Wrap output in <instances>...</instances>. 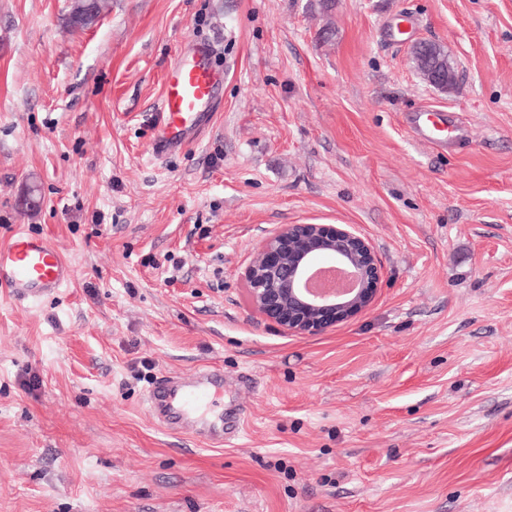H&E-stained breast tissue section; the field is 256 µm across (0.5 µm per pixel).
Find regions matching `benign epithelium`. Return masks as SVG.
<instances>
[{"label":"benign epithelium","instance_id":"1","mask_svg":"<svg viewBox=\"0 0 512 512\" xmlns=\"http://www.w3.org/2000/svg\"><path fill=\"white\" fill-rule=\"evenodd\" d=\"M322 256L351 273V288L334 294L305 288ZM242 278L256 313L289 334L316 335L370 306L382 267L367 239L348 226L284 224L254 251Z\"/></svg>","mask_w":512,"mask_h":512}]
</instances>
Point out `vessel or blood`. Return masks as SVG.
Returning <instances> with one entry per match:
<instances>
[{"instance_id": "b4317fda", "label": "vessel or blood", "mask_w": 512, "mask_h": 512, "mask_svg": "<svg viewBox=\"0 0 512 512\" xmlns=\"http://www.w3.org/2000/svg\"><path fill=\"white\" fill-rule=\"evenodd\" d=\"M219 78L203 54L178 58L167 70L156 113V154L175 152L194 141L209 124L206 108L216 95ZM452 120L440 110L406 115L405 126L415 138L438 140ZM75 271L45 238L18 229L8 244L0 246V287L14 298L37 303L56 293L74 277ZM224 379L214 369L163 376L147 398L149 413L166 426L183 432L223 436V420L208 419L205 410Z\"/></svg>"}]
</instances>
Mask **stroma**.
Wrapping results in <instances>:
<instances>
[{
	"label": "stroma",
	"instance_id": "35a3bbf8",
	"mask_svg": "<svg viewBox=\"0 0 512 512\" xmlns=\"http://www.w3.org/2000/svg\"><path fill=\"white\" fill-rule=\"evenodd\" d=\"M71 4L0 0V245L75 270L0 288V512H512V0H108L82 30ZM190 43L220 100L158 157ZM439 108L460 144L405 128ZM282 224L365 236L370 307L315 336L258 315L241 272ZM201 368L220 446L145 407ZM411 57L417 72L433 86L430 76L434 75V68L438 62L444 57L448 58V54L441 44L437 45L433 41H426L411 49ZM75 271L44 237L19 228L0 246V287L20 302L37 303L56 293Z\"/></svg>",
	"mask_w": 512,
	"mask_h": 512
}]
</instances>
